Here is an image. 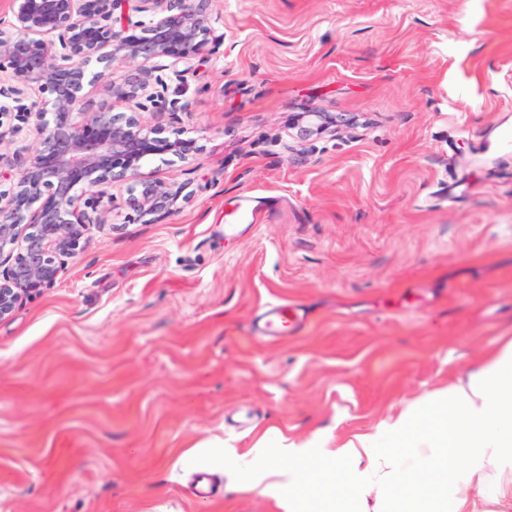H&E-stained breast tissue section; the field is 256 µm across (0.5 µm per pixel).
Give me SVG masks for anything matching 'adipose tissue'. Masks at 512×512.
Segmentation results:
<instances>
[{
    "label": "adipose tissue",
    "mask_w": 512,
    "mask_h": 512,
    "mask_svg": "<svg viewBox=\"0 0 512 512\" xmlns=\"http://www.w3.org/2000/svg\"><path fill=\"white\" fill-rule=\"evenodd\" d=\"M283 512H512V336L466 378L337 446L318 482Z\"/></svg>",
    "instance_id": "ef3b65f1"
}]
</instances>
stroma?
<instances>
[{"instance_id": "35a3bbf8", "label": "stroma", "mask_w": 512, "mask_h": 512, "mask_svg": "<svg viewBox=\"0 0 512 512\" xmlns=\"http://www.w3.org/2000/svg\"><path fill=\"white\" fill-rule=\"evenodd\" d=\"M212 27L218 51L163 73L197 150L142 167L187 201L90 225L0 321V512H282L229 453L279 465L289 439L331 465L512 336V154L491 147L512 0H215ZM310 112L326 132L299 135ZM0 125L19 169L35 119ZM242 197L272 216L227 232ZM277 300L305 321L271 341L254 327Z\"/></svg>"}]
</instances>
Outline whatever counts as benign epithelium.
<instances>
[{"instance_id":"1","label":"benign epithelium","mask_w":512,"mask_h":512,"mask_svg":"<svg viewBox=\"0 0 512 512\" xmlns=\"http://www.w3.org/2000/svg\"><path fill=\"white\" fill-rule=\"evenodd\" d=\"M213 0H135L145 18L131 22L129 0H10L11 30L0 35V117L34 115L39 141L29 159L0 190V320L21 297L53 284L67 258L78 256L90 224L106 223L115 209L107 189L125 187L126 205L139 218L176 212L182 187L141 176L150 157L181 159L195 141L142 121L151 104L172 118L188 104L166 96L163 60L178 64L210 43ZM138 63L106 91L136 102L130 112H83L85 87H93L120 63ZM41 97L25 103L28 91ZM84 190L85 199L75 194ZM83 205H78V201Z\"/></svg>"}]
</instances>
